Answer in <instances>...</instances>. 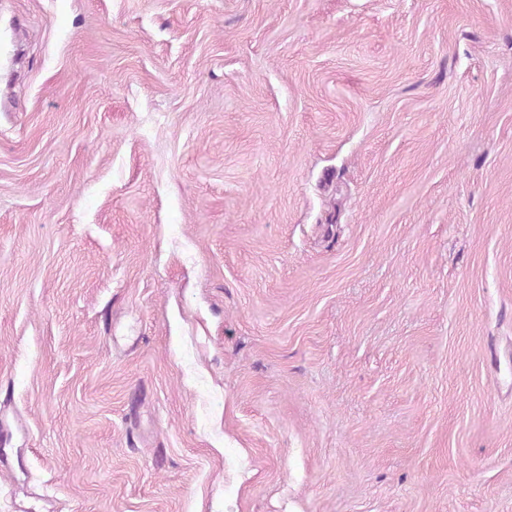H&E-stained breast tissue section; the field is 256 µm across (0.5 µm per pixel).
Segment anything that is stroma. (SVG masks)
Listing matches in <instances>:
<instances>
[{"label": "stroma", "mask_w": 512, "mask_h": 512, "mask_svg": "<svg viewBox=\"0 0 512 512\" xmlns=\"http://www.w3.org/2000/svg\"><path fill=\"white\" fill-rule=\"evenodd\" d=\"M0 512H512V0H0Z\"/></svg>", "instance_id": "stroma-1"}]
</instances>
